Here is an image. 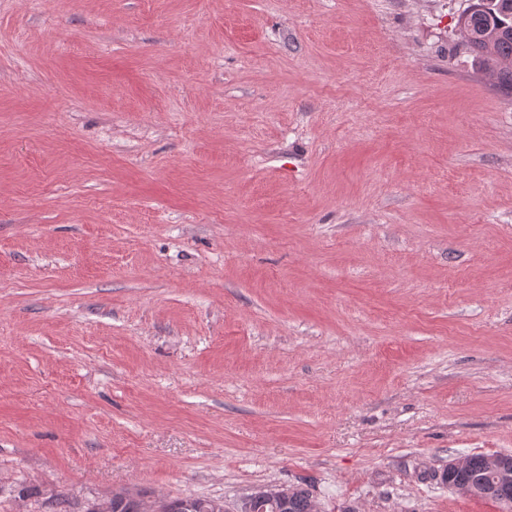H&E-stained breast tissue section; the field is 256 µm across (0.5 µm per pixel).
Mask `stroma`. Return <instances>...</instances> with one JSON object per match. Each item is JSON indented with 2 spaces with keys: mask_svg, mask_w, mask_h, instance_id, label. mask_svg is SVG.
<instances>
[{
  "mask_svg": "<svg viewBox=\"0 0 512 512\" xmlns=\"http://www.w3.org/2000/svg\"><path fill=\"white\" fill-rule=\"evenodd\" d=\"M469 0H0V512L307 484L501 512L512 94ZM493 456L473 454L467 456V464L465 467L459 468L465 462V459L460 461H454L448 463V471L443 477L444 483H450L454 485H461L456 489L462 493L469 494L471 490L468 486L474 490L472 496L481 499H490L498 503L501 507L505 503L509 504L502 511L511 512L512 510V475L511 464L512 455L510 461V469L507 472V476L500 475V470L497 464L492 460Z\"/></svg>",
  "mask_w": 512,
  "mask_h": 512,
  "instance_id": "obj_1",
  "label": "stroma"
}]
</instances>
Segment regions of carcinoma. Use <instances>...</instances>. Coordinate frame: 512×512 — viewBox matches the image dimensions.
<instances>
[{"label":"carcinoma","mask_w":512,"mask_h":512,"mask_svg":"<svg viewBox=\"0 0 512 512\" xmlns=\"http://www.w3.org/2000/svg\"><path fill=\"white\" fill-rule=\"evenodd\" d=\"M475 61L489 73L493 85L512 94V0H476L460 18ZM443 482L468 486L473 496L499 505L512 504V475L502 476L489 455L467 456L465 467L445 473ZM211 498L182 497L170 501L169 512H213ZM308 489L288 486L277 499L262 502L258 512H313ZM141 492L112 498V512H145Z\"/></svg>","instance_id":"obj_1"}]
</instances>
